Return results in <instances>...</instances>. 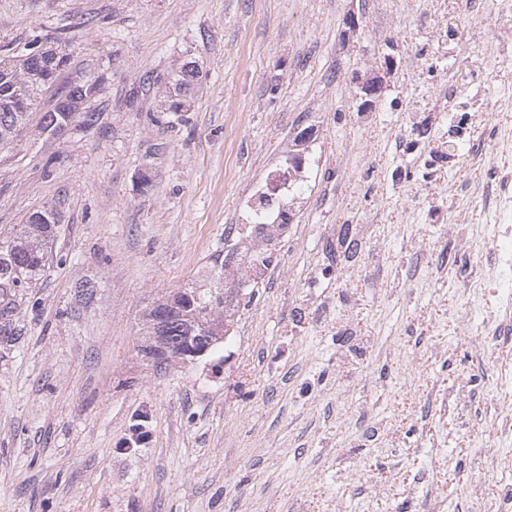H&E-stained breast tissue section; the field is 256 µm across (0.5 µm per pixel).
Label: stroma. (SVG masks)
I'll return each instance as SVG.
<instances>
[{
  "instance_id": "35a3bbf8",
  "label": "stroma",
  "mask_w": 512,
  "mask_h": 512,
  "mask_svg": "<svg viewBox=\"0 0 512 512\" xmlns=\"http://www.w3.org/2000/svg\"><path fill=\"white\" fill-rule=\"evenodd\" d=\"M388 0H0V47L65 38L58 87L96 84L70 125L28 127L0 148V233L51 209L60 232L44 271L16 293L0 335V512H462L467 487L497 481L490 440L495 358L512 334L486 333L512 296L503 242L512 221L485 209L512 152V83L473 67L448 77L491 105L442 188H421L411 224L387 137L399 110L360 106L363 82L385 99L426 81L418 0L385 67ZM498 21L449 8L470 34L449 42L478 61ZM194 66L186 111H166L173 75ZM87 112L98 120L88 125ZM312 131L294 219L270 279L216 349L156 368L139 347L146 315L224 260L243 200ZM374 168L352 167L349 150ZM442 206L443 223L431 220ZM480 219L458 223L466 211ZM347 224L355 248L337 247ZM417 269L407 280L408 269ZM469 313L472 328L456 318ZM429 357L409 378L414 352ZM144 424L151 439L119 447ZM383 490L354 489L353 471Z\"/></svg>"
}]
</instances>
